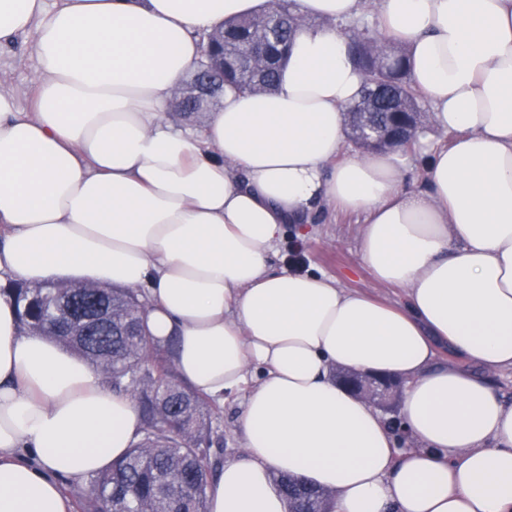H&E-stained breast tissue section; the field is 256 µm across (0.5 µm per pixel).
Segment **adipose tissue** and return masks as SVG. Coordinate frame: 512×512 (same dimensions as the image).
Instances as JSON below:
<instances>
[{"label": "adipose tissue", "mask_w": 512, "mask_h": 512, "mask_svg": "<svg viewBox=\"0 0 512 512\" xmlns=\"http://www.w3.org/2000/svg\"><path fill=\"white\" fill-rule=\"evenodd\" d=\"M278 87L224 95L202 129L167 117L196 34L269 0H0V45L34 32L33 109L0 93V283L143 289L145 323L175 339L196 393L240 392L243 446L207 487L208 512H288L281 475L328 512H512V0H380L436 131L346 156L362 83L340 22L363 0H296ZM361 218L363 261L405 305L317 273L274 271L286 225L322 204ZM447 343L475 372L437 363ZM405 380L398 447L335 370ZM130 395L82 357L20 330L0 294V512H73L81 484L141 436Z\"/></svg>", "instance_id": "obj_1"}]
</instances>
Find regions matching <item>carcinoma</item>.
I'll list each match as a JSON object with an SVG mask.
<instances>
[{
	"label": "carcinoma",
	"instance_id": "cac0c4a2",
	"mask_svg": "<svg viewBox=\"0 0 512 512\" xmlns=\"http://www.w3.org/2000/svg\"><path fill=\"white\" fill-rule=\"evenodd\" d=\"M295 0H280L278 9L224 23V87L203 105L182 112H205L224 91H272L286 60L262 67L243 58L262 43L271 51H288L302 17ZM354 65L363 77L358 97L346 111L362 123L392 129L393 112L409 114L425 126L419 92L411 83L410 61L402 47L354 28L346 33ZM9 293L18 305L20 328L38 331L100 369L115 390L131 394L143 423L141 439L112 467L90 479L82 512H207L206 490L219 461L210 447L219 444L221 410L178 378L174 343L164 346L149 336L139 289L52 282L32 288L14 283ZM72 304L98 305L106 323L91 336L74 335L63 311ZM277 482L290 512H325L329 494L296 476Z\"/></svg>",
	"mask_w": 512,
	"mask_h": 512
}]
</instances>
